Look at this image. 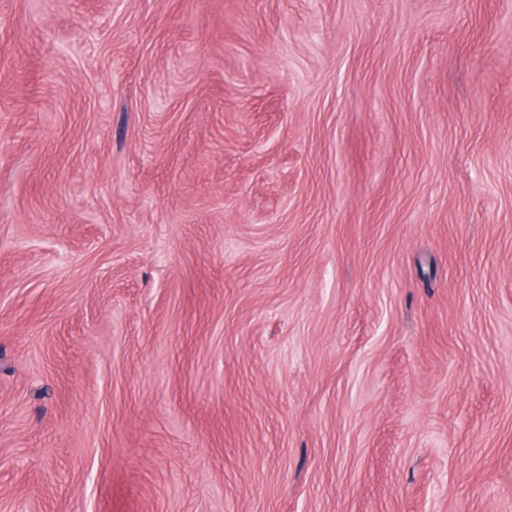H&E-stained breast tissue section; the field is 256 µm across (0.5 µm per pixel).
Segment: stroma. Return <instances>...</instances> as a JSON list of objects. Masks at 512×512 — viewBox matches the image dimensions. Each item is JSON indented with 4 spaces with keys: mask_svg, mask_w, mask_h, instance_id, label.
I'll return each mask as SVG.
<instances>
[{
    "mask_svg": "<svg viewBox=\"0 0 512 512\" xmlns=\"http://www.w3.org/2000/svg\"><path fill=\"white\" fill-rule=\"evenodd\" d=\"M0 512H512V0H0Z\"/></svg>",
    "mask_w": 512,
    "mask_h": 512,
    "instance_id": "1",
    "label": "stroma"
}]
</instances>
